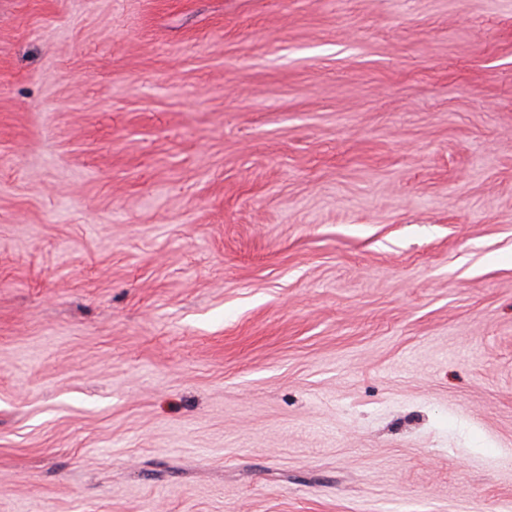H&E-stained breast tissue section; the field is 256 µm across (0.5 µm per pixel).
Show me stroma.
Masks as SVG:
<instances>
[{"mask_svg": "<svg viewBox=\"0 0 512 512\" xmlns=\"http://www.w3.org/2000/svg\"><path fill=\"white\" fill-rule=\"evenodd\" d=\"M0 512H512V0H0Z\"/></svg>", "mask_w": 512, "mask_h": 512, "instance_id": "35a3bbf8", "label": "stroma"}]
</instances>
